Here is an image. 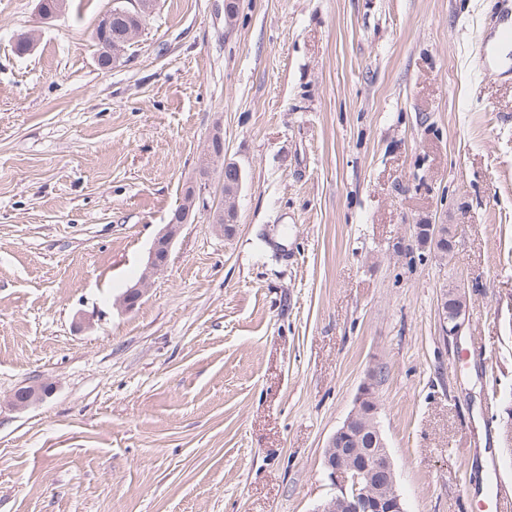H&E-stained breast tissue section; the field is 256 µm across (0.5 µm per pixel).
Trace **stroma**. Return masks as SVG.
<instances>
[{"label": "stroma", "mask_w": 512, "mask_h": 512, "mask_svg": "<svg viewBox=\"0 0 512 512\" xmlns=\"http://www.w3.org/2000/svg\"><path fill=\"white\" fill-rule=\"evenodd\" d=\"M37 4L0 0V512H314L375 365L407 512H495L512 83L470 56L492 0H239L230 30L224 0H156L109 69L112 0ZM217 122L243 173L232 234L185 225L122 310ZM33 381L53 394L13 410ZM467 308L465 289L453 288L448 291L443 288L438 300L439 334L443 339L448 336H460Z\"/></svg>", "instance_id": "35a3bbf8"}]
</instances>
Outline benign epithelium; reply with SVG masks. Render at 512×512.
<instances>
[{"mask_svg":"<svg viewBox=\"0 0 512 512\" xmlns=\"http://www.w3.org/2000/svg\"><path fill=\"white\" fill-rule=\"evenodd\" d=\"M118 12L141 14L151 8L150 0H120ZM207 153L215 163L224 161V136L215 126L209 136ZM209 179L197 174L183 193L174 211L149 251L147 263L137 282L127 288L120 305L133 309L143 297L153 278L168 264L172 245L197 208L208 211V219L224 228L225 203L207 208L203 190ZM467 299L462 287L442 289L438 300L439 335H460L466 314ZM380 368L368 370L354 406L343 424L336 429L324 451V466L334 494L317 506L316 512H406L403 498L395 487V466L378 422L381 410L377 396ZM52 387L33 382L18 388L10 399L16 410H25L47 398Z\"/></svg>","mask_w":512,"mask_h":512,"instance_id":"7a95c632","label":"benign epithelium"}]
</instances>
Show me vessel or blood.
<instances>
[{"label": "vessel or blood", "instance_id": "vessel-or-blood-1", "mask_svg": "<svg viewBox=\"0 0 512 512\" xmlns=\"http://www.w3.org/2000/svg\"><path fill=\"white\" fill-rule=\"evenodd\" d=\"M497 4L477 37L473 61L481 71L512 79V0H497Z\"/></svg>", "mask_w": 512, "mask_h": 512}]
</instances>
